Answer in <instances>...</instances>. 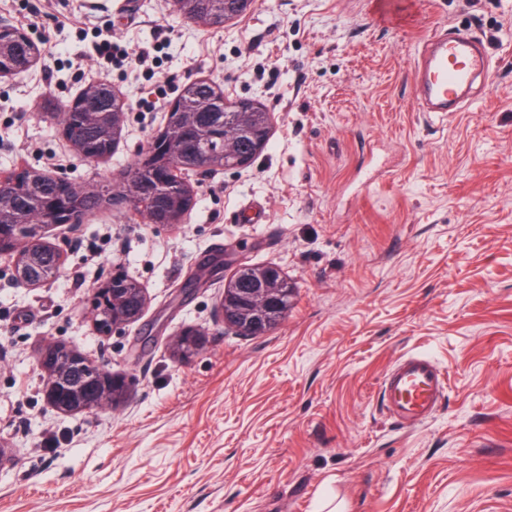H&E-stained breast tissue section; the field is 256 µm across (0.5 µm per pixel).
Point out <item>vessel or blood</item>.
<instances>
[{
  "label": "vessel or blood",
  "instance_id": "vessel-or-blood-1",
  "mask_svg": "<svg viewBox=\"0 0 512 512\" xmlns=\"http://www.w3.org/2000/svg\"><path fill=\"white\" fill-rule=\"evenodd\" d=\"M490 69L491 56L484 45L445 35L432 40L414 70L424 110L447 111L449 105L457 103L460 91L487 77ZM443 390L440 366L429 356L420 354L400 357L382 385L390 414L409 426L423 424L433 417Z\"/></svg>",
  "mask_w": 512,
  "mask_h": 512
}]
</instances>
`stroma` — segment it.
Wrapping results in <instances>:
<instances>
[{
    "label": "stroma",
    "instance_id": "1",
    "mask_svg": "<svg viewBox=\"0 0 512 512\" xmlns=\"http://www.w3.org/2000/svg\"><path fill=\"white\" fill-rule=\"evenodd\" d=\"M1 21L42 56L0 79V173L118 185L198 78L265 104L272 132L249 166L189 175L183 223L115 204L48 227L64 262L36 287L0 254V512H319L328 496L342 512H512V0H256L221 30L172 0H0ZM450 28L494 67L471 106L441 117L423 111L413 69ZM105 40L152 59L105 64ZM90 83L128 107L97 163L42 110ZM252 203L264 223L239 219ZM243 261L278 266L294 290L261 336L216 314ZM116 270L146 306L103 336L89 300ZM187 329L206 342L175 359L169 340ZM48 339L124 376L126 401L49 406ZM409 353L446 373L417 427L380 397Z\"/></svg>",
    "mask_w": 512,
    "mask_h": 512
}]
</instances>
